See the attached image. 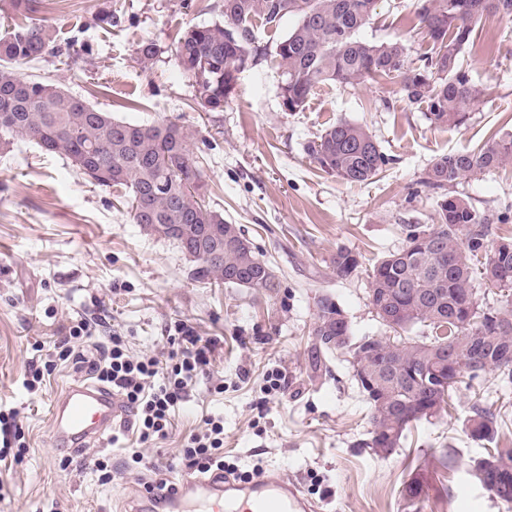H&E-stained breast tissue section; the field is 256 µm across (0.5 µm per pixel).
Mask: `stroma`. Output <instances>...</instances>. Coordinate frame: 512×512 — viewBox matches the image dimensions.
Masks as SVG:
<instances>
[{"label": "stroma", "mask_w": 512, "mask_h": 512, "mask_svg": "<svg viewBox=\"0 0 512 512\" xmlns=\"http://www.w3.org/2000/svg\"><path fill=\"white\" fill-rule=\"evenodd\" d=\"M220 4L42 0L39 18L72 51L45 56L28 72L116 118L188 129L207 201L243 229L280 286L259 294L190 280L192 264L177 243L143 233L112 189L92 185L69 160L35 143L0 145V407L19 410L30 446L22 461L0 468V512H128L131 499L156 481L148 470L128 469L125 437L69 456L57 450L52 401L71 384L90 381L89 371L61 364L42 389L22 385L32 344L52 346L61 325L78 316L97 321L96 336H125L135 354L166 358L165 334L178 321L212 341L209 371L180 406L172 432L142 449L146 461L171 462L167 481L187 477L178 452L212 415L224 419V461L235 477L280 470L318 512H512V503L470 475L484 448L463 431L468 392L457 395L451 413L420 423L380 457L362 445L369 408L346 355H335L318 377L307 356L323 294L338 303L354 335L388 333L370 306L366 275L336 279V249L359 253L367 267L401 249L405 226L437 221L439 194L423 183L436 158L512 134V20L482 18L461 63L486 95L464 125L437 127L424 106L381 78L324 87L303 111H285L272 56L294 26L291 18L277 30L257 31L258 60L241 73L223 111H201L171 46L187 26L218 21ZM416 5L380 0L361 38L403 37L408 62L418 63L430 44L415 26ZM104 10L121 15V24H98ZM147 40L158 53L145 66L136 49ZM340 121L366 126L390 159L370 182L343 183L307 153L310 141ZM448 192L490 217L492 240L512 238V163L459 179ZM274 373L281 377L275 390L268 386ZM98 452L111 459V483L94 470ZM447 454L454 466L445 470L439 461ZM415 473L425 486L410 503L401 489Z\"/></svg>", "instance_id": "1"}]
</instances>
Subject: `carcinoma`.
<instances>
[{
    "mask_svg": "<svg viewBox=\"0 0 512 512\" xmlns=\"http://www.w3.org/2000/svg\"><path fill=\"white\" fill-rule=\"evenodd\" d=\"M379 0H222L223 20L186 28L175 40L172 55L193 88L196 103L207 112H221L236 90L239 75L255 61V27L279 28L289 17L293 28L275 46L280 94L289 110L305 109L309 97L327 84H360L387 77L396 81L412 104H426L435 126H461L469 109L484 96L460 63L464 48L474 42L485 14L512 20V0H419L418 26L431 43L421 64L407 61L403 40L375 44L359 37L376 13ZM62 52L52 26L35 17L0 36V143L36 141L45 151L68 158L77 173L106 188L125 191L129 215L148 234L161 236L158 224H185L209 235L210 249L190 258L189 277L196 282L227 284L271 293L278 287L274 267L260 258L241 228L206 202L203 170L190 149L183 127L165 121L130 122L103 112L59 87L23 73V67L47 54ZM317 168L350 184L377 177L389 164L366 127L341 121L325 128L307 147ZM512 162V135L493 136L474 149L451 151L437 158L423 183L443 189L464 177L484 174ZM438 223L407 230L402 249L378 259L367 270L370 304L379 306L376 289L389 290L391 306L409 312L387 325L392 336L352 335L350 326L329 295L317 298L315 321L330 332L312 331L310 367L328 368L337 353L351 357L381 390L431 409L436 418L451 407L459 388L487 375L512 384V301L499 307L472 306L476 287L487 286L485 270L494 262L505 280L494 288L512 291V241L489 245V219L465 200L448 194L437 201ZM336 278L359 273L358 254L339 247L331 258ZM430 288L445 291L456 317L418 300ZM423 327L429 333L404 332ZM345 336L338 347L331 337ZM442 347L455 360L442 363L432 353ZM394 363L384 377L381 362ZM370 409L371 429L363 445L371 450L398 448L405 433L422 422ZM500 416L488 392H473L465 433L474 441H497ZM506 458L512 448H488L473 461L481 479L484 462ZM424 492L412 478L401 495L413 502Z\"/></svg>",
    "mask_w": 512,
    "mask_h": 512,
    "instance_id": "carcinoma-1",
    "label": "carcinoma"
}]
</instances>
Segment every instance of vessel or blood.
Here are the masks:
<instances>
[{
  "mask_svg": "<svg viewBox=\"0 0 512 512\" xmlns=\"http://www.w3.org/2000/svg\"><path fill=\"white\" fill-rule=\"evenodd\" d=\"M119 397L91 383L69 386L52 412L53 436L64 447H80L99 440L123 419ZM314 512L315 506L297 487L276 473L250 481L185 478L159 492H145L135 508L144 512Z\"/></svg>",
  "mask_w": 512,
  "mask_h": 512,
  "instance_id": "obj_1",
  "label": "vessel or blood"
}]
</instances>
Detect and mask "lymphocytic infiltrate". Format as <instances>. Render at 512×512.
<instances>
[{"label":"lymphocytic infiltrate","instance_id":"f902f5d3","mask_svg":"<svg viewBox=\"0 0 512 512\" xmlns=\"http://www.w3.org/2000/svg\"><path fill=\"white\" fill-rule=\"evenodd\" d=\"M92 332L87 320L75 319L68 322L64 335L52 349L35 344V351L42 353L44 359L30 361L24 387L31 392L39 389L58 362L77 364L89 358L83 342L91 338ZM168 342L172 350L165 363L153 356L132 355L125 338L117 334L97 342L95 354L90 357L96 380L120 396L131 411V429L140 446L168 437L176 409L210 364V346L203 344L187 325H178ZM204 424L202 432L191 435L184 443L181 459L188 469L223 473L224 420L210 416Z\"/></svg>","mask_w":512,"mask_h":512}]
</instances>
